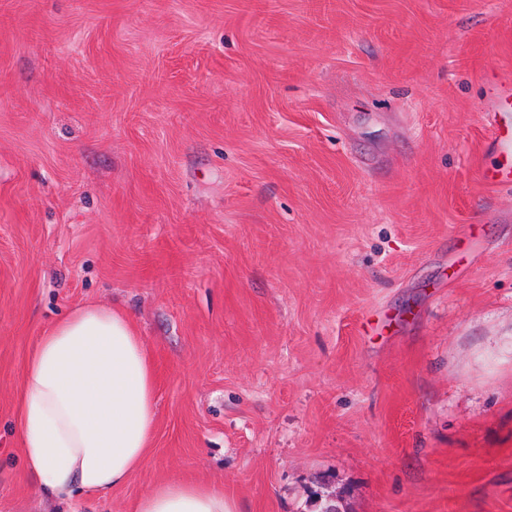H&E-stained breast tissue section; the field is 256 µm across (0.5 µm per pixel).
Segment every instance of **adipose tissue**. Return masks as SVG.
<instances>
[{
    "instance_id": "obj_1",
    "label": "adipose tissue",
    "mask_w": 512,
    "mask_h": 512,
    "mask_svg": "<svg viewBox=\"0 0 512 512\" xmlns=\"http://www.w3.org/2000/svg\"><path fill=\"white\" fill-rule=\"evenodd\" d=\"M157 366L120 309L96 304L57 321L31 350L18 399L28 473L58 496L124 485L147 458L156 432ZM133 512H239L223 490L163 480Z\"/></svg>"
}]
</instances>
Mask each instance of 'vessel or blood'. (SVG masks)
I'll use <instances>...</instances> for the list:
<instances>
[{"mask_svg":"<svg viewBox=\"0 0 512 512\" xmlns=\"http://www.w3.org/2000/svg\"><path fill=\"white\" fill-rule=\"evenodd\" d=\"M488 123L494 131L495 142L505 157L495 168H483L478 172L479 181L492 187H512V122L506 116L512 112V81L495 85L486 102Z\"/></svg>","mask_w":512,"mask_h":512,"instance_id":"b4317fda","label":"vessel or blood"}]
</instances>
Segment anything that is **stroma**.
I'll return each mask as SVG.
<instances>
[{"instance_id": "obj_1", "label": "stroma", "mask_w": 512, "mask_h": 512, "mask_svg": "<svg viewBox=\"0 0 512 512\" xmlns=\"http://www.w3.org/2000/svg\"><path fill=\"white\" fill-rule=\"evenodd\" d=\"M512 0H0V512H512ZM121 308L158 372L121 487L24 471L36 338ZM488 123L493 127L495 143L504 155V162L495 168H481L479 181L492 187H512V120L507 114L512 112V81L497 83L486 102ZM502 117L504 120L502 121ZM511 156V163H510ZM132 512H241L224 490L191 480H163L139 496Z\"/></svg>"}]
</instances>
